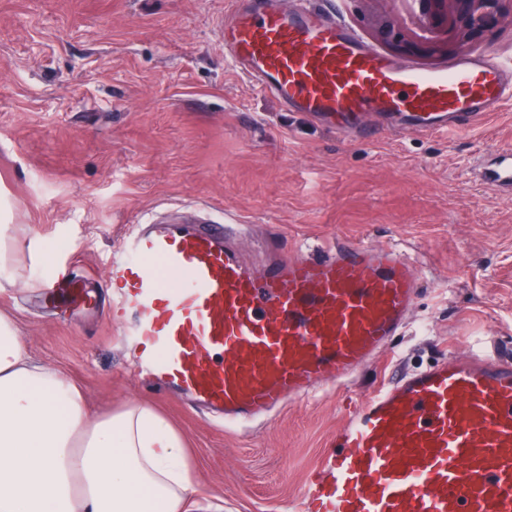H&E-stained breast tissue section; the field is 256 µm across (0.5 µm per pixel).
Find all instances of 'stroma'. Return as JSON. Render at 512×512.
Here are the masks:
<instances>
[{"label": "stroma", "mask_w": 512, "mask_h": 512, "mask_svg": "<svg viewBox=\"0 0 512 512\" xmlns=\"http://www.w3.org/2000/svg\"><path fill=\"white\" fill-rule=\"evenodd\" d=\"M370 42L376 11L398 0H326ZM231 0H0V225L12 282L0 311L23 348L82 387L92 412L142 403L164 415L192 458L201 512H288L352 400L393 365L424 367L473 349L512 353V193L477 168L512 145V104L469 131L328 132L239 77L221 23ZM204 204L314 257L339 240L393 244L421 275L403 336L349 384L293 401L240 430L183 399L143 390L104 316L47 312L27 292L52 276L29 250L54 244L76 274L103 259L131 221Z\"/></svg>", "instance_id": "stroma-1"}]
</instances>
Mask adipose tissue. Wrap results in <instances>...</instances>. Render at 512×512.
<instances>
[{
	"mask_svg": "<svg viewBox=\"0 0 512 512\" xmlns=\"http://www.w3.org/2000/svg\"><path fill=\"white\" fill-rule=\"evenodd\" d=\"M193 492L165 418L137 403L91 413L0 315V512H185Z\"/></svg>",
	"mask_w": 512,
	"mask_h": 512,
	"instance_id": "ef3b65f1",
	"label": "adipose tissue"
}]
</instances>
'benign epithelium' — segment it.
Masks as SVG:
<instances>
[{"instance_id":"1","label":"benign epithelium","mask_w":512,"mask_h":512,"mask_svg":"<svg viewBox=\"0 0 512 512\" xmlns=\"http://www.w3.org/2000/svg\"><path fill=\"white\" fill-rule=\"evenodd\" d=\"M408 17L399 20L376 13L370 35L393 51H415L429 60L467 51L472 43L493 31L512 0H401Z\"/></svg>"}]
</instances>
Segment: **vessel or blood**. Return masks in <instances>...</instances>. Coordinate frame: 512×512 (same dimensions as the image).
<instances>
[{
    "mask_svg": "<svg viewBox=\"0 0 512 512\" xmlns=\"http://www.w3.org/2000/svg\"><path fill=\"white\" fill-rule=\"evenodd\" d=\"M224 46L260 93L359 140L456 135L512 101V66L463 56L422 72L383 59L311 0H253L224 17ZM480 168L512 192V147ZM236 225L137 219L106 266L108 319L135 372L241 427L352 379L402 333L421 284L394 245L339 241L326 257L273 243L248 264ZM62 307L96 306L57 263ZM310 471L297 512H512V360L480 351L393 368L349 409Z\"/></svg>",
    "mask_w": 512,
    "mask_h": 512,
    "instance_id": "vessel-or-blood-1",
    "label": "vessel or blood"
}]
</instances>
